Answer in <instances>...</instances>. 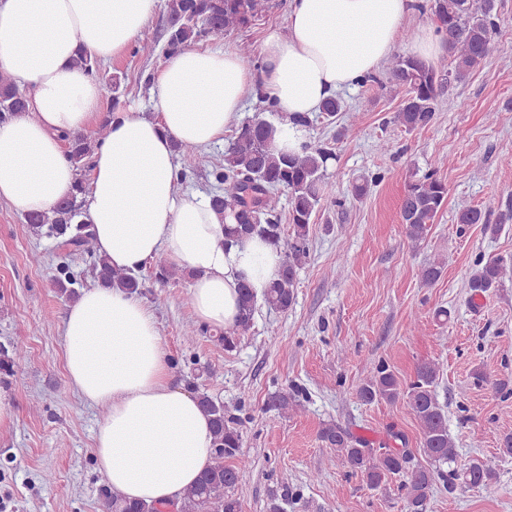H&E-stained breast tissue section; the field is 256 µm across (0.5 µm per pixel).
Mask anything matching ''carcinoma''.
Segmentation results:
<instances>
[{
    "mask_svg": "<svg viewBox=\"0 0 512 512\" xmlns=\"http://www.w3.org/2000/svg\"><path fill=\"white\" fill-rule=\"evenodd\" d=\"M264 5L265 0H168L165 52L175 53L206 34L222 35L246 27ZM430 11L451 53V66L436 69L412 56L397 55L391 58L385 75L387 83L405 91L394 120L409 132L431 125L442 98L451 96L456 86L485 65L497 50L498 0H430ZM110 88L112 107L99 123L101 136L118 111L120 77L111 79ZM24 111L25 95L9 77L0 74V121ZM265 111L269 116L254 118L235 129L224 152V163L212 171L215 193L211 202L228 219L224 223L228 241L259 236L280 249L283 262L263 294V303L286 312L295 302L297 271L307 254L309 225L325 202L336 201V181L328 172L329 161L336 159V155L310 141L302 144L297 153L276 152L273 141L279 112L271 103ZM93 148L94 141L82 133L68 136L67 153L76 169L72 191L50 211L24 217L27 229L38 236L55 239L68 257L87 252L86 246L91 242V225L80 220V216L82 195L86 192L84 176ZM174 149L184 167L193 166L197 157L195 146L176 142ZM284 192L288 194L290 238L284 236L281 224L280 198ZM447 201V183L435 169L408 183L400 212L411 241L417 242L427 235ZM455 220L466 226L481 224L486 232L498 231V224L490 223L487 213L477 206H461ZM91 268L96 282L141 293L143 283L138 276L112 269L106 259L96 254L92 255ZM442 269L438 261L427 263L421 270L422 282L435 284L442 276ZM507 273V264L499 257L477 261V268L467 281L469 297H483L501 286ZM53 283L60 295L67 298L76 295V279L69 262L57 264ZM256 306L254 293L242 289L236 328L218 331L217 341L224 349L236 347L239 335L252 324ZM24 359L22 349L0 346V370L12 372ZM437 377L436 364L423 362L416 367L414 380L403 390L393 371L382 364L356 391L366 404L406 397L421 429V447L429 458L427 466L414 463V455L407 448H375L337 424L326 425L319 434L367 486L377 488L385 478L399 477L407 512H427L430 493L439 479L446 480L451 488L464 485L486 489L495 477L492 469L478 459L461 467L456 465L455 443L448 433L447 419L435 391ZM195 393L211 420L212 464L181 501L170 504L169 508L173 512H243L236 488L251 460L243 451L242 432L226 414L224 402L204 389L197 388ZM100 507L101 512H163L153 504L128 502L108 491L102 493Z\"/></svg>",
    "mask_w": 512,
    "mask_h": 512,
    "instance_id": "carcinoma-1",
    "label": "carcinoma"
}]
</instances>
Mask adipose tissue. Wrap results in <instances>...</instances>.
Listing matches in <instances>:
<instances>
[{"label":"adipose tissue","mask_w":512,"mask_h":512,"mask_svg":"<svg viewBox=\"0 0 512 512\" xmlns=\"http://www.w3.org/2000/svg\"><path fill=\"white\" fill-rule=\"evenodd\" d=\"M159 0H0V72L28 91V109L0 123V201L26 215L50 210L74 184L64 136L99 119L101 85L74 63H109L131 47ZM417 0H292L284 28L269 31L254 70L230 49L192 45L151 77L152 117L120 112L92 155L83 210L93 247L129 273L161 258L188 268L198 322L235 328L241 284L263 291L282 256L257 238L228 247L209 196L176 187L173 141L223 143L250 97L285 120L274 146L299 150L293 117L319 111L334 92L377 74L392 57ZM64 365L70 385L106 415L94 435L97 467L114 495L179 500L212 462L208 416L172 384L155 318L138 295L91 287L68 305Z\"/></svg>","instance_id":"ef3b65f1"}]
</instances>
